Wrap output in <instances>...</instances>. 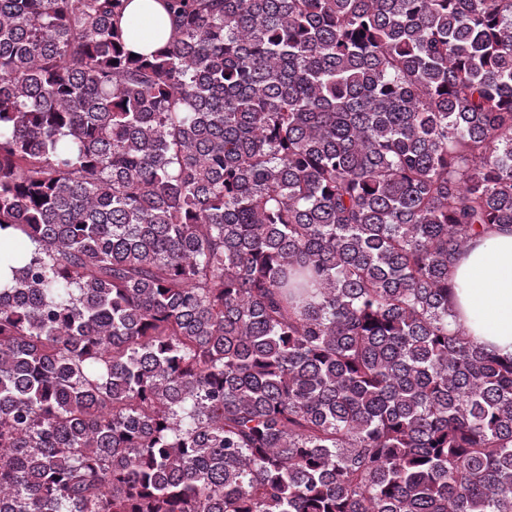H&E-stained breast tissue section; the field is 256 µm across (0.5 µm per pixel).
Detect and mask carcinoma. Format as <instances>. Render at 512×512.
<instances>
[{"mask_svg": "<svg viewBox=\"0 0 512 512\" xmlns=\"http://www.w3.org/2000/svg\"><path fill=\"white\" fill-rule=\"evenodd\" d=\"M0 0V512H512V0ZM126 15L145 17L151 21L153 26L151 34L133 37L128 42L127 48L131 52L141 55L150 54L169 39L171 29L163 2L159 0H132L127 5ZM450 328L512 357V226L473 237L449 272Z\"/></svg>", "mask_w": 512, "mask_h": 512, "instance_id": "obj_1", "label": "carcinoma"}]
</instances>
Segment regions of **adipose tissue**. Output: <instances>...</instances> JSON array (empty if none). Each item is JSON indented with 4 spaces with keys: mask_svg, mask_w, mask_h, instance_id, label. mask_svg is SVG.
<instances>
[{
    "mask_svg": "<svg viewBox=\"0 0 512 512\" xmlns=\"http://www.w3.org/2000/svg\"><path fill=\"white\" fill-rule=\"evenodd\" d=\"M127 14L151 21L153 31L133 37V53L147 55L169 38L162 0H129ZM452 329L502 356L512 357V226L473 237L449 272Z\"/></svg>",
    "mask_w": 512,
    "mask_h": 512,
    "instance_id": "1",
    "label": "adipose tissue"
}]
</instances>
